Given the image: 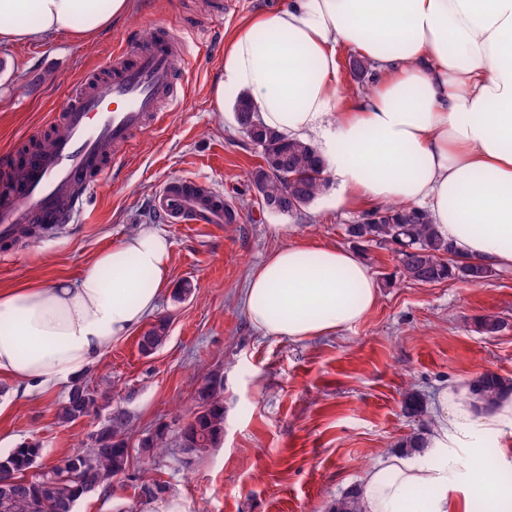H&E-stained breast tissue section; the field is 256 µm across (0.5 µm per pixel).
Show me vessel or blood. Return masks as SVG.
<instances>
[{
    "mask_svg": "<svg viewBox=\"0 0 512 512\" xmlns=\"http://www.w3.org/2000/svg\"><path fill=\"white\" fill-rule=\"evenodd\" d=\"M188 58L185 33L169 28L122 44L102 75L87 76L52 115L48 149L0 153V242H12L23 224L73 223L132 133L163 121V104L181 100L176 69ZM152 208L167 224H221L234 212L210 183L183 177L164 181Z\"/></svg>",
    "mask_w": 512,
    "mask_h": 512,
    "instance_id": "1",
    "label": "vessel or blood"
}]
</instances>
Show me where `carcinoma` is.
I'll return each mask as SVG.
<instances>
[{
  "label": "carcinoma",
  "mask_w": 512,
  "mask_h": 512,
  "mask_svg": "<svg viewBox=\"0 0 512 512\" xmlns=\"http://www.w3.org/2000/svg\"><path fill=\"white\" fill-rule=\"evenodd\" d=\"M261 149L263 165L251 183L260 202L280 201L282 214H294L310 204L329 187L315 149L296 140H288L259 125L249 135ZM345 235L367 244L390 243L399 246L401 266L406 278L420 283H440L458 279L481 284L498 275L495 268L479 263H452V248L439 237L423 210L392 204L372 210L354 224L344 227ZM169 321L161 318L140 339L141 351L153 352L166 338ZM470 395L490 408L499 397L512 393V378L485 372L468 383ZM224 379L220 372L206 374L197 390L196 408L176 430V446L182 454L197 456L214 447L224 433ZM103 395L90 388L84 378L72 382L67 398L59 408V417L73 422L98 412ZM133 431L128 413L115 407L79 452L61 464H40V448L22 443L0 454V512H73L82 497L108 492L114 484L135 481L144 496L162 492L147 467L133 468V453L153 455L166 450L168 425L140 440L138 449L130 446ZM35 468L37 472L30 473ZM333 512H360L359 486L355 485L336 500Z\"/></svg>",
  "instance_id": "obj_1"
}]
</instances>
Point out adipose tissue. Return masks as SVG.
I'll return each instance as SVG.
<instances>
[{
  "label": "adipose tissue",
  "mask_w": 512,
  "mask_h": 512,
  "mask_svg": "<svg viewBox=\"0 0 512 512\" xmlns=\"http://www.w3.org/2000/svg\"><path fill=\"white\" fill-rule=\"evenodd\" d=\"M130 0H0V41L88 40ZM370 61L365 91L343 94L341 53ZM247 96L263 124L312 145L342 205L425 210L457 254L512 268V0H288L228 40L215 87ZM171 247L142 228L99 252L77 280L0 291V375L21 394L70 382L141 327L168 283ZM378 285L357 251L289 243L251 273L243 307L265 337L303 341L362 320ZM512 435V397L477 413L442 388L427 446L367 470L363 512H512L490 478L488 440Z\"/></svg>",
  "instance_id": "obj_1"
}]
</instances>
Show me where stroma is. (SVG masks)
Instances as JSON below:
<instances>
[{
	"mask_svg": "<svg viewBox=\"0 0 512 512\" xmlns=\"http://www.w3.org/2000/svg\"><path fill=\"white\" fill-rule=\"evenodd\" d=\"M210 2L134 0L129 16L88 41L59 34L0 43L1 153L39 137L50 113L114 48L159 26L195 28L193 58L179 72L184 99L111 162L80 223L0 252L5 289L77 278L84 263L143 226L168 239L170 282L156 312L170 322L165 342L144 354L142 333L133 331L86 373L92 388L128 412L132 442L162 424L176 430L192 414L203 376L215 369L224 375V435L214 448L184 462L168 446L152 472L166 491L154 499L141 498L129 483L81 498L75 512H161L171 500L179 512H331L379 456L431 427L442 386L466 385L486 371L512 377V270L478 285L421 284L403 276L388 244L357 247L379 286L378 303L364 319L303 342L259 336L241 303L251 271L288 242L353 246L343 227L361 214L339 205L334 185L298 213L262 209L250 182L261 152L236 123L234 90L219 101L213 88L228 38L257 9L288 0H236L234 10L204 26ZM172 177L212 183L238 210L239 222L158 223L150 201ZM186 283L191 291L180 295ZM488 316L502 323L496 335L478 330ZM68 390L64 384L20 399L15 384L1 378L0 404L8 410L0 415V453L35 442L42 462L58 463L76 451L105 418L60 422ZM409 390L422 395V415L405 412Z\"/></svg>",
	"mask_w": 512,
	"mask_h": 512,
	"instance_id": "35a3bbf8",
	"label": "stroma"
}]
</instances>
